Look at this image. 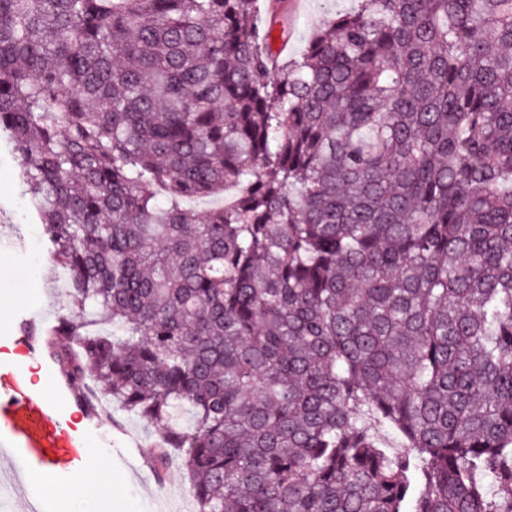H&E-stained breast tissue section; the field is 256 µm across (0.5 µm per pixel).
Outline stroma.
<instances>
[{
  "instance_id": "stroma-1",
  "label": "stroma",
  "mask_w": 512,
  "mask_h": 512,
  "mask_svg": "<svg viewBox=\"0 0 512 512\" xmlns=\"http://www.w3.org/2000/svg\"><path fill=\"white\" fill-rule=\"evenodd\" d=\"M352 0H288L286 19L292 30L289 56H298L328 13H345ZM20 170L0 142V336H15L22 317L54 321L65 313L46 244H33L36 227L19 194ZM148 429L141 420L110 409L109 420L93 433L92 447L103 449L112 469V503L100 512H198L189 478L179 465L162 475L145 463L139 444Z\"/></svg>"
}]
</instances>
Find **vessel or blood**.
<instances>
[{
  "label": "vessel or blood",
  "mask_w": 512,
  "mask_h": 512,
  "mask_svg": "<svg viewBox=\"0 0 512 512\" xmlns=\"http://www.w3.org/2000/svg\"><path fill=\"white\" fill-rule=\"evenodd\" d=\"M35 319H24L22 334L12 345L0 344V460L14 466L19 479L34 469L46 470L54 481H65L88 457V434L96 414L74 401L71 414L38 391L18 357L44 362V353L32 332Z\"/></svg>",
  "instance_id": "obj_1"
}]
</instances>
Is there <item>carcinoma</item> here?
<instances>
[{
    "instance_id": "cac0c4a2",
    "label": "carcinoma",
    "mask_w": 512,
    "mask_h": 512,
    "mask_svg": "<svg viewBox=\"0 0 512 512\" xmlns=\"http://www.w3.org/2000/svg\"><path fill=\"white\" fill-rule=\"evenodd\" d=\"M283 4L0 0L42 345L199 512H512V0ZM353 6L351 0H288L285 16L292 30L288 58L302 52L329 12L342 14Z\"/></svg>"
}]
</instances>
